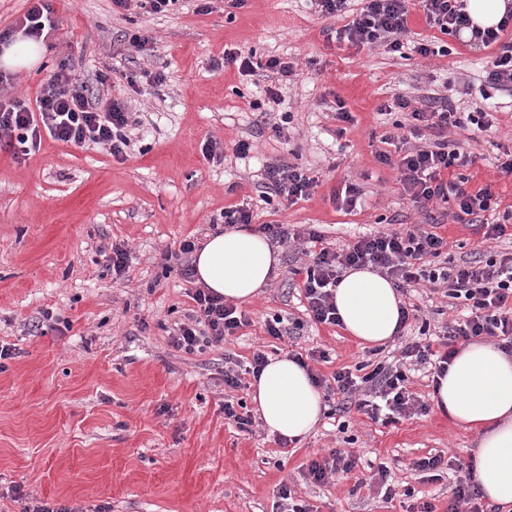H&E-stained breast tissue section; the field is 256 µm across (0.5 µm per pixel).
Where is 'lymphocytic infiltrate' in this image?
Wrapping results in <instances>:
<instances>
[{
	"label": "lymphocytic infiltrate",
	"mask_w": 512,
	"mask_h": 512,
	"mask_svg": "<svg viewBox=\"0 0 512 512\" xmlns=\"http://www.w3.org/2000/svg\"><path fill=\"white\" fill-rule=\"evenodd\" d=\"M360 13L350 23L337 29L338 41L358 47L385 46L398 52L404 47L402 37L407 28L406 0H363ZM29 6L8 28L0 30V44L6 45L15 35L49 39L56 24L45 0H28ZM430 26L441 34L454 36L470 28V20L462 0H420ZM512 28V9L497 27L473 29L472 44H499L500 51L491 62L484 80L485 87L496 90L512 83V43L501 36ZM224 64L237 68L243 75L269 73L276 83L290 80L295 74L291 62L270 57L254 59L236 48L224 51ZM111 67L97 74V88H89L73 77L67 64H60L50 79L41 84L34 100L10 96L7 92L13 74L0 71V150L12 156L29 155L38 150L43 137L76 146L99 145L116 160H125L132 145L130 132L139 123L130 101L113 95ZM394 107L410 112L412 121L423 125L431 137L425 144L413 147L392 158L388 151L396 137L392 132L381 135L386 146L379 152L383 164H396L405 194L422 212L435 204L454 202L471 223L481 224L488 241L505 236L512 225V210L501 208L490 187L470 192L464 187L465 176L445 180L449 168L467 167L470 156L448 147V131L476 125L489 126L484 112H464L448 97L429 98L425 107L410 108L403 97H395ZM318 181L307 169L287 158H277L264 166L257 184L258 196L266 203L273 199L295 204L308 198ZM303 242L318 245L319 250L305 270L301 293L306 310L314 323L337 326L341 320L335 304V288L349 269L372 268L390 279L397 290L420 282L430 289H443L446 297L469 305L470 312L461 322L445 324L439 347L415 339L401 348V357L410 365H429L431 377L443 376L457 352V346L476 338L496 339L498 347L512 353V255L488 257L460 264L448 259V243L441 235L415 225L403 231H379L359 237L354 243L336 249L323 245L322 235L305 229L299 236ZM195 309L188 322L176 326L172 333L175 349L192 353L224 343L250 319L237 306L207 288L193 287L189 293ZM332 381L343 398L336 405L339 413L356 407L372 421L385 425L425 413L427 406L410 390V378L398 366L377 363L364 374L350 369L336 371Z\"/></svg>",
	"instance_id": "1"
}]
</instances>
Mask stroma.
I'll use <instances>...</instances> for the list:
<instances>
[{"label":"stroma","mask_w":512,"mask_h":512,"mask_svg":"<svg viewBox=\"0 0 512 512\" xmlns=\"http://www.w3.org/2000/svg\"><path fill=\"white\" fill-rule=\"evenodd\" d=\"M57 30L35 68L21 70L13 96L34 97L60 63L93 83L113 63L112 84L122 90V34L143 29L154 38L152 56L139 67L161 74L158 84L128 93L140 123L124 161L106 149L43 138L35 153L16 159L0 150V512L34 505H65L72 512H276L279 489L289 484L316 512H406L431 502L448 512L456 477L431 479L412 471V459L454 454L469 459L475 433L427 411L384 426L357 412L344 422L322 418L302 441L284 444L262 424L243 431L224 418V399L249 402L246 369L255 349L279 357L322 349L314 364L324 378L368 361L369 347L341 327L310 322L300 300L309 257L300 245L278 248L279 266L261 295L244 304L251 323L226 343L194 353L173 348L170 333L194 303L177 266L162 255L181 239L214 232L225 208L251 204L259 224L315 226L340 248L376 226L403 229L425 223L414 210L394 167L381 164L379 137L403 110L380 113L401 96L419 106L426 96H449L466 111L483 107L492 126L478 132L450 129L448 144L471 155L467 190L491 186L512 205V174L500 161L512 153V84L482 100L485 64L497 46L472 48L447 37L448 53L424 58L417 42L432 40L418 0L408 2L403 36L409 58L385 48L337 42L339 21L318 16L310 0H245L228 9L210 0H177L168 12L113 8L112 0H49ZM293 62L282 82L280 111L291 119L283 135L257 134L252 100L264 93L261 77L215 68L225 48ZM352 113L339 124L337 102ZM255 138L246 159L234 156L240 139ZM224 143L223 160L202 151ZM297 153L319 180L315 192L288 209L261 202L254 188L262 165ZM356 183L364 205L353 212L331 200L342 180ZM436 231L451 259L485 253L476 228L433 209ZM124 243L128 269L116 277L104 249ZM51 314L52 326L32 332ZM301 322L298 338L266 332L272 316ZM243 367L241 388L224 387L225 357ZM340 449L361 464L324 484L303 478L308 461ZM382 462L400 496L376 487L369 462ZM412 497H405L404 489Z\"/></svg>","instance_id":"1"}]
</instances>
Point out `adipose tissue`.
Listing matches in <instances>:
<instances>
[{
	"label": "adipose tissue",
	"instance_id": "adipose-tissue-1",
	"mask_svg": "<svg viewBox=\"0 0 512 512\" xmlns=\"http://www.w3.org/2000/svg\"><path fill=\"white\" fill-rule=\"evenodd\" d=\"M277 263L261 235L218 232L195 254L196 282L224 298L248 302L265 288ZM335 301L345 331L357 340L378 347L395 336L401 297L371 269L347 273ZM251 399L268 432L290 441L309 435L325 411L307 369L285 355L270 359L254 378ZM432 401L440 416L476 433L473 465L483 496L512 504V355L490 343L467 344L434 387Z\"/></svg>",
	"mask_w": 512,
	"mask_h": 512
}]
</instances>
